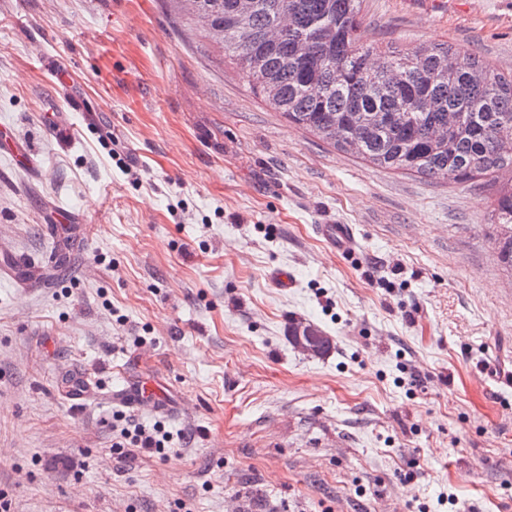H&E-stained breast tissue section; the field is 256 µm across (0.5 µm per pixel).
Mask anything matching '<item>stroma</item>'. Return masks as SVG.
Returning a JSON list of instances; mask_svg holds the SVG:
<instances>
[{"label":"stroma","mask_w":512,"mask_h":512,"mask_svg":"<svg viewBox=\"0 0 512 512\" xmlns=\"http://www.w3.org/2000/svg\"><path fill=\"white\" fill-rule=\"evenodd\" d=\"M362 13V45L445 43L512 71V0ZM4 125L32 160L0 156L14 512H512L494 222L512 171L435 181L333 148L172 0H0ZM298 320L328 355L292 347ZM143 383L167 410L109 402ZM120 414L163 422L179 454L113 456Z\"/></svg>","instance_id":"stroma-1"}]
</instances>
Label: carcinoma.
Masks as SVG:
<instances>
[{"mask_svg": "<svg viewBox=\"0 0 512 512\" xmlns=\"http://www.w3.org/2000/svg\"><path fill=\"white\" fill-rule=\"evenodd\" d=\"M232 54L261 99L289 123L378 167L464 181L512 170V73L445 44L399 50L357 39L363 0H181ZM496 250L512 269V189L497 199Z\"/></svg>", "mask_w": 512, "mask_h": 512, "instance_id": "obj_1", "label": "carcinoma"}]
</instances>
